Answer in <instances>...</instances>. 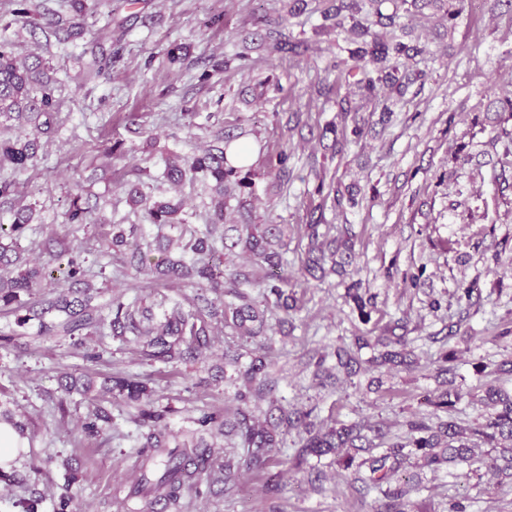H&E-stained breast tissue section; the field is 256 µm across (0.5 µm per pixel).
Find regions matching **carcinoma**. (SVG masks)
Listing matches in <instances>:
<instances>
[{
	"label": "carcinoma",
	"instance_id": "cac0c4a2",
	"mask_svg": "<svg viewBox=\"0 0 512 512\" xmlns=\"http://www.w3.org/2000/svg\"><path fill=\"white\" fill-rule=\"evenodd\" d=\"M383 0H335L322 12L323 32L350 33L361 40V47L351 52L358 65L341 69L345 83L357 90L359 107L363 108L376 98L379 88H388V98L402 100L408 93L413 79L395 76L403 61L414 60L429 53L428 45L419 40L404 43L395 35L400 27L399 11H420L426 7L443 13L453 22L465 9V0H397L392 13L382 12ZM58 101L45 77L42 59L31 56L23 61L15 54L13 44L0 41V118L15 120L20 132L4 138L0 136V167L22 171L28 167L37 149L38 137L48 130L57 114ZM230 143L215 152L207 151L190 159L178 155L165 159V177L174 184H181L187 174L203 173L215 181L212 198V217L204 228H187L183 219L182 202L169 199L155 202L144 208L143 217L157 226L181 230L177 239L168 238L158 243L157 250L164 257L151 262V243L136 235L137 226L124 228L112 225L113 251L130 255L129 264L141 274H154L168 282L197 280L203 290L231 300L218 308L214 300L204 294L197 296L191 309L177 305L171 312L157 320L152 309L136 301L126 303L119 298L112 300L109 313L93 305V292L85 280V270L73 258L68 260L65 280L69 287L52 297H43L33 303L21 299L40 287L43 274L27 266L21 251L14 245L0 242V309L7 308L16 315L15 323L23 327L31 320H38L41 333L72 336L84 329L98 328L107 323L112 336L126 344L141 347L143 356L162 362L196 359L210 344L206 318L224 317V327L230 336L239 340L224 350L225 363L239 366L243 353L241 345L253 344L249 350V363L238 370L242 381L237 392V408L232 416L225 413H204L193 419V428L171 431L160 427L164 415L154 410V390L146 383L131 377H112L110 390L123 396L126 405L136 409L130 416L139 428L137 466L131 485L123 500L144 498V508L162 499L170 512H181L183 491L192 487L197 475L210 462L211 450L218 438H233L246 449L245 463L260 468L281 448L280 428L293 423L305 426L308 437L299 456L334 454L346 469H353L354 479L378 485L388 480L389 474L403 463L404 445L391 444L383 453L375 455L377 448L367 435L371 427L355 424L314 430L309 421L311 412H300L291 417L287 410L267 399L273 388L268 372L271 364V337L269 317L276 310L294 309L289 303L288 278L284 276L282 248L285 246L284 224H226L224 223V198L234 186H245L246 178L241 169L233 166L228 158ZM309 239L306 267L312 271H331L340 275L346 272L345 261L336 255L352 250L349 242L326 241L319 225H307ZM242 246L251 259V266L225 271L227 252ZM179 255H170L171 247ZM330 268H325V264ZM334 369L346 374L357 363L355 353L340 348L335 353ZM94 383L74 380L65 386L67 392H80L94 402L92 417L84 429L96 435L99 423H108L110 416L95 401ZM269 401V409L262 411L260 403ZM483 403L492 409L486 423L470 429L456 421L444 420L432 427L422 420L408 422L411 438L409 447L422 462L433 470L445 463H481L489 470L506 473L512 468V395L488 388ZM501 448L498 456L490 461L476 453L478 442ZM366 451L369 457L356 461L350 450Z\"/></svg>",
	"mask_w": 512,
	"mask_h": 512
}]
</instances>
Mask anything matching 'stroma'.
I'll return each instance as SVG.
<instances>
[{
  "label": "stroma",
  "instance_id": "1",
  "mask_svg": "<svg viewBox=\"0 0 512 512\" xmlns=\"http://www.w3.org/2000/svg\"><path fill=\"white\" fill-rule=\"evenodd\" d=\"M331 2L84 0L86 23L72 35L73 0H29L33 27L15 20V0H0V39L45 59L60 102L30 166L0 172L15 184L0 198V224L32 209L20 245L46 274L43 295L67 287L63 251L82 260L98 303L138 295L162 316L189 304L196 288L128 270L112 250V227L138 224L154 240L156 229L133 208L138 193L151 203L180 196L187 224L209 223L212 178L199 173L172 191L163 159L240 136L255 148L251 185L226 199V223L287 227L284 268L297 309L271 319L279 404L310 412L318 425L367 419L383 426L386 442H403L408 421L437 415L426 399L440 389L438 369L450 355L463 397L448 415L482 423L487 386L512 392V375L498 371L512 360V164L501 165L506 143L496 138L512 130V113L495 102L512 96V11L467 0L450 26L401 18V39L429 46L423 60L406 63L423 71L422 83L406 101L378 96L340 124L337 99L352 88L337 85L332 64L349 61L352 43L315 32ZM93 62L104 76L87 77ZM337 137L346 145L335 155ZM321 184L338 188L341 201L318 192ZM75 201L89 214L69 226ZM313 218L329 237H352L357 277L373 297L369 320L348 296V280L305 272ZM465 287L473 290L468 303L459 299ZM211 327L202 359L172 364L143 359L103 330L42 337L34 320L0 346V410L27 422L33 436L13 464L15 482L0 481V512H18L17 501L35 490L38 512H55L65 493L71 512H119L114 493L136 459L130 409L101 399L112 423L88 435L92 407L65 392L66 377L134 376L156 388L169 429L191 427L202 413L234 407L240 386L224 363V326L215 319ZM388 328L404 337L415 368L375 366L380 350L370 346L358 351L356 374L335 386L314 377L315 353ZM303 436L283 433L264 468H241L229 483L202 474L183 512H377L382 494L351 481L333 455L298 460ZM387 487L405 490L406 512H448L454 502L465 512H512V478L483 466L409 463Z\"/></svg>",
  "mask_w": 512,
  "mask_h": 512
}]
</instances>
